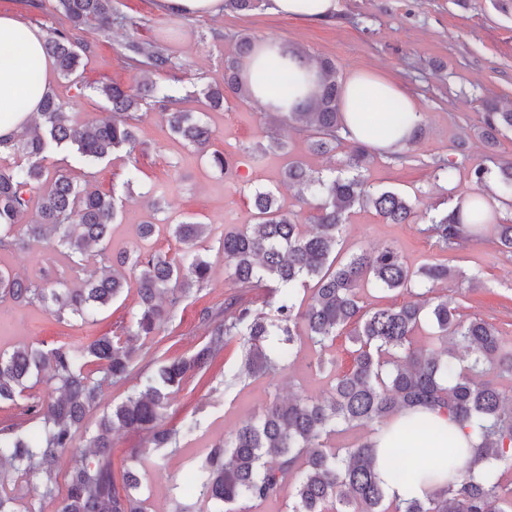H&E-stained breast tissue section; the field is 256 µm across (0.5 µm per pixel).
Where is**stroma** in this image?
<instances>
[{
    "mask_svg": "<svg viewBox=\"0 0 512 512\" xmlns=\"http://www.w3.org/2000/svg\"><path fill=\"white\" fill-rule=\"evenodd\" d=\"M154 2L117 0L116 6L135 22L141 41L170 49L181 66L185 90L223 85L224 58L243 33L257 39L275 36L309 55L332 59L339 80H346L353 71L370 69L406 90L423 114L422 139L401 154L374 153L361 175L370 187L405 194L415 213L410 223L389 224L373 209L354 208L344 227L343 249L352 254L390 246L415 270L445 263L478 275L476 288L448 282L449 301L463 317L483 319L504 340L512 341V254L488 238L449 252L424 232L433 216L453 207L458 195L473 190L470 171L475 165L489 166L512 157V131H503L491 145L478 135L483 100L512 106V10L501 11L496 0H337L336 14L329 22L303 25L264 7L173 21L158 14ZM124 37L121 29L105 38L93 37L91 52L83 59L85 83L127 85L140 79V71L127 68L115 52ZM50 89L80 122H93L105 113L100 99L87 96L62 77H54ZM206 120L214 132L212 147L230 160L231 173L201 161L192 148L170 136L157 107L151 106L142 111L135 157L114 153L97 166L91 182L93 188L116 192L122 200L113 248L160 251L174 257L182 246L172 235L171 224L192 216L209 226L203 245L212 267L211 280L185 298L160 327L148 354L156 364L190 356L207 342L199 313L203 307L223 305L232 291L218 239L225 231L248 223L253 190H273L283 209L308 214V204L284 182L289 160L299 159L315 173H339L352 144L345 137L335 153H313L304 134L257 103L233 98L223 110L208 112ZM274 137L280 139L282 149H269ZM442 161L454 163V179L438 176L436 165ZM132 170L137 173L133 180L128 177ZM154 198L160 200L161 212L150 210ZM148 220L157 229L144 240L138 226ZM137 307V283L132 280L93 324L75 318L60 323L43 311L18 308L0 326V348L79 345L130 319ZM239 361L237 343L228 344L207 382L188 380L174 395L166 426L175 428L194 420L198 427L180 447L156 451L142 470L141 496L148 512H169L178 495L177 484L193 471L208 447L232 433L241 420L283 397L285 390L317 396L326 388L315 370L300 365L274 375L226 380L225 372L236 369Z\"/></svg>",
    "mask_w": 512,
    "mask_h": 512,
    "instance_id": "35a3bbf8",
    "label": "stroma"
}]
</instances>
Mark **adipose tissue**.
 I'll use <instances>...</instances> for the list:
<instances>
[{
	"mask_svg": "<svg viewBox=\"0 0 512 512\" xmlns=\"http://www.w3.org/2000/svg\"><path fill=\"white\" fill-rule=\"evenodd\" d=\"M274 15L316 25L336 12V0H268ZM44 34L18 14L0 12V137L18 134L38 112L42 98L49 91L53 71L44 51ZM251 97L271 112L288 114L294 104L313 92L319 80L318 70L307 61L280 54L277 39L257 43L246 64ZM288 80L289 92L280 96L271 89L274 78ZM343 114L342 131L350 139L385 153L399 151L412 128L422 120L421 112L401 87L378 73L359 70L350 74L339 103ZM433 422L434 429L423 441L429 454L455 445L458 450L445 472L413 482L397 483L385 479L389 497L400 501L425 499L436 486L454 481L465 473L478 442L476 431L464 430L447 417L427 409L405 411L389 426L372 436L380 453H392L393 436L417 419Z\"/></svg>",
	"mask_w": 512,
	"mask_h": 512,
	"instance_id": "1",
	"label": "adipose tissue"
}]
</instances>
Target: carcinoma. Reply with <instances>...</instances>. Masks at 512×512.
<instances>
[{
    "instance_id": "cac0c4a2",
    "label": "carcinoma",
    "mask_w": 512,
    "mask_h": 512,
    "mask_svg": "<svg viewBox=\"0 0 512 512\" xmlns=\"http://www.w3.org/2000/svg\"><path fill=\"white\" fill-rule=\"evenodd\" d=\"M115 0H31L42 9L49 3L69 21V29L48 31L44 49L59 76L80 83V63L90 51L85 34L107 33L131 25L114 8ZM253 48L248 34L238 36L235 52L224 59V88L208 86L201 95L213 108L234 98L251 100L238 73L239 58ZM124 63L166 77L159 86L144 79L135 85L102 82L92 90L108 112L95 123L78 122L53 93L44 96L40 112L17 136L0 140V154L16 158L0 166V252L44 245L59 254L70 276L46 268L35 278L22 277L0 262V304L45 311L59 322L78 318L96 321L124 289L123 271L137 274L140 302L129 324L113 335L97 336L73 347L0 349V404H15L31 383L48 387L44 396L20 408L18 417L0 421V512H20L10 485L29 484L38 499L58 500L57 512H144L140 478L127 470L118 483L112 472V433L124 430L146 437V448H173L197 428L193 421L167 428L163 420L171 397L190 377H204L231 342L239 344L241 362L230 379L266 376L284 371L300 358L303 346L317 353L329 349L339 331L349 326L351 364L331 377L321 396L274 400L257 415L243 420L228 437L212 444L181 491L196 499L197 512H223L239 506L249 512L252 502L276 499L291 489L288 512H512V344L491 324L465 319L439 293L449 280L473 286L477 277L432 264L412 271L391 247L343 253L342 233L348 212L369 206L392 224H407L411 203L394 190H374L359 177L372 155L368 146L353 143L344 160L352 176L323 177L299 161L288 163L284 180L300 192L320 197L306 229L296 214H285L270 189H256L249 225L224 233L220 241L225 266L237 288L224 309L204 307L208 341L189 358L175 357L150 373L121 403L103 413L86 449L75 446L86 412L96 406L104 389L134 378V363L144 341L156 334L171 311L193 291L209 282L211 265L197 249L207 225L194 219L172 227L181 253L112 252V227L118 215L115 192L89 189L91 169L119 149L130 156L138 150L140 111L159 104L171 136L183 140L209 164L224 172L229 162L211 151L213 131L202 113L178 105L183 79L167 49L146 47L129 34L118 44ZM321 76L318 89L287 121L310 133V149L329 154L339 143L342 126L338 103L341 84L336 65L327 58H310ZM482 137L512 130V110L483 101ZM76 151L89 169L80 186L67 162L49 168L47 154L59 148ZM499 192L491 198L512 207V158L496 163ZM498 247L512 252V222L483 224L476 210L471 223L456 205L432 219L424 231L452 249L465 240L481 239L485 228ZM109 262L101 275L83 278L94 257ZM312 286L311 301L297 305L301 288ZM406 293L399 305L367 309L360 293L367 287ZM264 288L263 308L247 294ZM436 326V336L449 340L441 353L414 345L422 313ZM469 357L457 360L454 350ZM486 371L499 382L482 379ZM437 410L463 427L478 429L474 448L479 475L435 488L424 500L400 502L388 498L376 473V448L367 439L350 448L329 445L338 427L382 426L405 410ZM416 454L395 464L391 478L411 481L423 472ZM64 476L66 493L59 495Z\"/></svg>"
}]
</instances>
